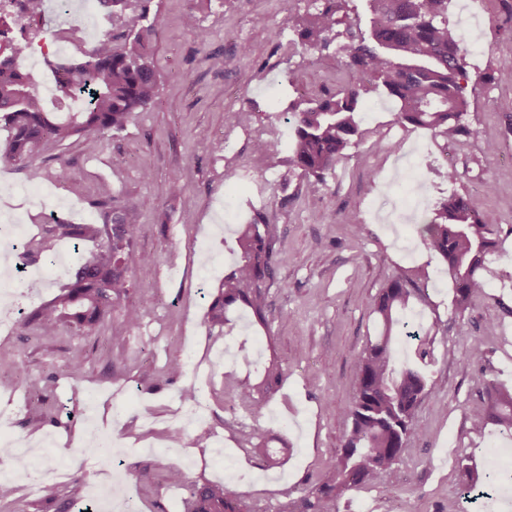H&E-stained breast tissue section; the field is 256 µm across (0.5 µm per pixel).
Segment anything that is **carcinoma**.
<instances>
[{
	"label": "carcinoma",
	"mask_w": 512,
	"mask_h": 512,
	"mask_svg": "<svg viewBox=\"0 0 512 512\" xmlns=\"http://www.w3.org/2000/svg\"><path fill=\"white\" fill-rule=\"evenodd\" d=\"M450 0H366L369 25L363 29L355 0H326L300 26L298 37L305 50L323 53L338 37L337 72L351 80L336 81V91L311 99L300 112H290L292 160L300 170L307 193L315 194L326 176L359 134L357 108L366 91L363 79L380 83L400 104L396 118L403 125L425 127L435 135L464 145L461 124L466 112L469 75L466 47L448 23ZM137 21L118 36H105L84 58L54 64L68 79L60 92L79 102L68 112H48L37 87L12 70L4 57L0 71V119L11 130L3 156L27 164L30 177L43 172L35 163L46 142L78 137L89 153L99 150L100 136L126 129L132 115L149 110L157 96L158 75L145 41L166 27L157 11H140ZM345 25L344 30L336 27ZM103 203L110 205L102 225L57 223L52 230L75 240L94 238L96 247L78 258L74 280L51 302L28 316L42 334L52 335L65 321L84 334L99 325L112 307L128 293L132 280L130 247L137 224V211L120 203L112 185L99 187ZM426 247L439 255L455 284L456 306L468 307L472 297L484 293L480 277L486 256L496 247L494 229L483 219L470 198L452 195L435 216L418 228ZM286 257L274 250L264 215L239 229V253L224 275L218 295L210 305V323L229 322L231 308L242 304L253 311L260 324L267 322L265 294L276 265ZM413 290L394 279L374 301L381 331L367 341L356 358L358 386L351 411L352 425L335 464L326 479L301 499L299 512H333L347 491L370 485L378 475L401 459L406 441L424 434L415 425V409L425 394L424 376L409 362H396L394 329L404 326L397 313L406 309ZM282 380L277 363L265 370L258 391L269 393ZM475 428L491 422L503 434H512V394L490 383L484 403L471 414ZM183 512H250L244 496L224 484H193L183 501Z\"/></svg>",
	"instance_id": "obj_1"
}]
</instances>
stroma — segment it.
<instances>
[{
  "label": "stroma",
  "mask_w": 512,
  "mask_h": 512,
  "mask_svg": "<svg viewBox=\"0 0 512 512\" xmlns=\"http://www.w3.org/2000/svg\"><path fill=\"white\" fill-rule=\"evenodd\" d=\"M162 12L166 28L151 38L159 74L154 106L136 113L125 131L105 133L96 153L74 140L41 147L45 193L29 203L23 163L0 168V210L12 209L29 236L20 250L0 244V261L22 264L45 283L13 287L9 313H30L71 283L80 251L90 240L53 236L54 220L103 223L98 187L111 182L123 204L137 207L132 259H156L150 275L134 285L91 335L61 326L52 336L18 322L0 335V410L13 418L9 434L55 441L48 458H72L84 432L120 436L119 455L90 460L97 485L121 480L140 503L139 512H181L192 484L217 482L225 466L239 479L252 512H296L302 498L330 468L334 448L351 427L358 382L357 355L378 332L373 301L391 280L417 281L407 314L422 323L418 338L399 343V360L415 362L426 394L416 418L426 437L407 443L403 460L370 485L347 493L335 512H481L462 498L459 463L486 461L497 428H473L470 412L482 405L485 386L512 388V0H450L449 20L469 18L481 45L469 49L472 92L462 123L468 133L455 147L430 130L397 122L396 102L370 84L359 113L361 135L326 178L306 193L287 145L291 128L275 104L315 98L328 85L334 52L323 59L297 44L289 20H301L307 0H145ZM195 14L209 37L199 44L183 25ZM239 114L236 122L227 121ZM232 136L235 153L224 151ZM279 142L274 157L256 152L257 139ZM496 151H489V144ZM69 175L52 182L59 164ZM178 176L183 188L171 194ZM418 189L424 219L448 196L469 197L498 242L481 277L488 288L465 312L453 305L446 266L423 244L415 225L385 223L376 208L386 192ZM266 214L275 247L288 257L267 289V324L239 308L223 330L209 328L206 312L238 250L237 229ZM355 215L348 223L347 215ZM425 280H417L418 270ZM145 305L138 328L124 324L126 308ZM123 337L113 345V337ZM249 350V360L216 364L227 342ZM83 349L81 379L70 375L74 346ZM426 350L418 358V350ZM284 374L276 389L251 406L236 396L262 377L270 357ZM185 364L182 375L168 371ZM38 381V389L27 386ZM202 387L205 422L183 424L174 416L186 389ZM184 432V447L168 449L171 431ZM281 450L274 466L255 451ZM183 467L185 485L167 472ZM88 476L73 473L53 498L39 477L0 482V512H83Z\"/></svg>",
  "instance_id": "1"
}]
</instances>
